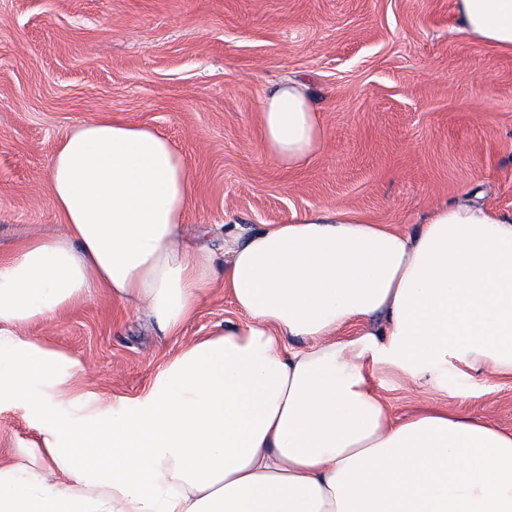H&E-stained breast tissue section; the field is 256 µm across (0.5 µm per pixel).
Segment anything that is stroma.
Returning <instances> with one entry per match:
<instances>
[{
	"label": "stroma",
	"mask_w": 512,
	"mask_h": 512,
	"mask_svg": "<svg viewBox=\"0 0 512 512\" xmlns=\"http://www.w3.org/2000/svg\"><path fill=\"white\" fill-rule=\"evenodd\" d=\"M453 0H0V259L64 224L47 163L82 122L147 124L185 156L195 193L185 224L221 247L224 230L346 209L411 233L466 193L512 215V50L461 34ZM306 79L325 147L279 167L261 144V99ZM242 314L223 286L180 335L96 293L25 334L73 361L107 408L149 388L167 361ZM374 386L395 417L429 405L512 433V381L448 374L446 394L395 372ZM38 436L0 398V461Z\"/></svg>",
	"instance_id": "obj_1"
}]
</instances>
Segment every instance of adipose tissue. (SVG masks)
I'll return each instance as SVG.
<instances>
[{
    "instance_id": "1",
    "label": "adipose tissue",
    "mask_w": 512,
    "mask_h": 512,
    "mask_svg": "<svg viewBox=\"0 0 512 512\" xmlns=\"http://www.w3.org/2000/svg\"><path fill=\"white\" fill-rule=\"evenodd\" d=\"M455 10L462 33L512 50V0ZM261 118L280 167L321 153L305 82L268 92ZM46 190L64 232L0 263V396L37 413L25 453L42 461L0 466V512H512V433L435 405L394 420L373 385L392 367L437 387L452 362L512 377V216L460 200L406 234L317 208L226 232L219 264L183 236L182 153L107 119L66 137ZM219 282L243 323L182 347L108 411L61 414L79 398L64 355L20 335L101 289L175 336Z\"/></svg>"
}]
</instances>
